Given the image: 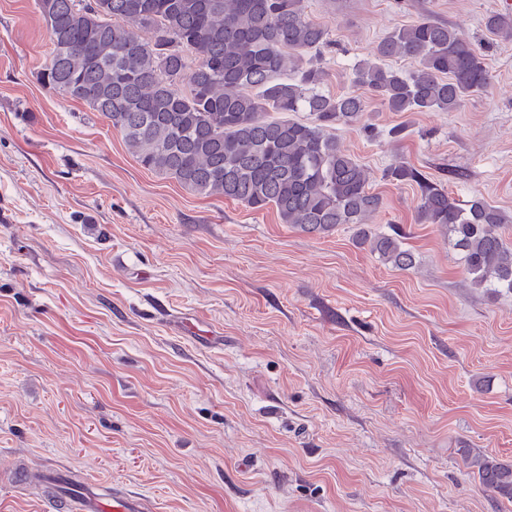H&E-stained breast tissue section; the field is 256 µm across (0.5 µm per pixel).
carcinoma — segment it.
<instances>
[{"instance_id": "carcinoma-1", "label": "carcinoma", "mask_w": 512, "mask_h": 512, "mask_svg": "<svg viewBox=\"0 0 512 512\" xmlns=\"http://www.w3.org/2000/svg\"><path fill=\"white\" fill-rule=\"evenodd\" d=\"M35 5L52 44L41 83L108 120L145 169L198 195L255 210L272 205L281 223L308 234L353 224L357 244L370 245L396 269L414 267L399 239L370 231L383 198L368 189L366 170L334 134L339 124L359 122L365 100L325 93V70L294 59L295 52L320 55L331 45L304 0ZM484 25L512 38V15H490ZM399 58L416 67L389 65ZM291 70L296 76L288 79ZM353 75L391 112H455L491 85L477 48L429 17L382 38ZM271 111L307 112L312 121L276 119ZM385 178L418 185L417 221L448 233L474 284L512 291V248L498 232L504 223L498 208L480 198L462 204L403 162L388 167ZM471 465L484 487L512 501V465L489 457Z\"/></svg>"}]
</instances>
